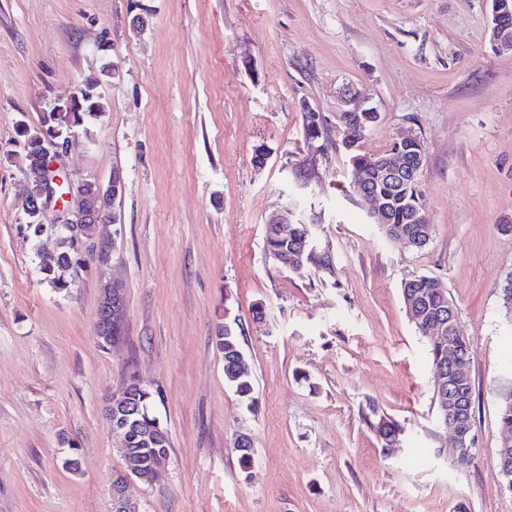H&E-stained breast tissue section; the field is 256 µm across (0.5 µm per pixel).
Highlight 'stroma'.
Wrapping results in <instances>:
<instances>
[{"label":"stroma","mask_w":512,"mask_h":512,"mask_svg":"<svg viewBox=\"0 0 512 512\" xmlns=\"http://www.w3.org/2000/svg\"><path fill=\"white\" fill-rule=\"evenodd\" d=\"M490 22L488 0H0V512H112L124 461L105 405L131 369L171 437L167 467L136 490L142 512H512L495 466L512 384V51H493ZM87 82L106 111L71 137L61 169L73 181L121 169L125 192L110 264L71 268L59 290L39 260L57 238L33 243L28 180L2 153L19 121L38 125ZM348 84L381 114L364 152L424 139V248L385 238L343 151L320 159L307 196L291 182L308 153L303 104L335 123ZM298 200L331 269L295 273L265 252L269 219ZM423 274L443 282L473 345L465 466L402 298ZM115 283L126 336L106 349L95 321ZM227 315L242 326L251 406L212 342ZM382 417L403 427L402 447H381ZM73 453L76 473L63 465Z\"/></svg>","instance_id":"obj_1"}]
</instances>
